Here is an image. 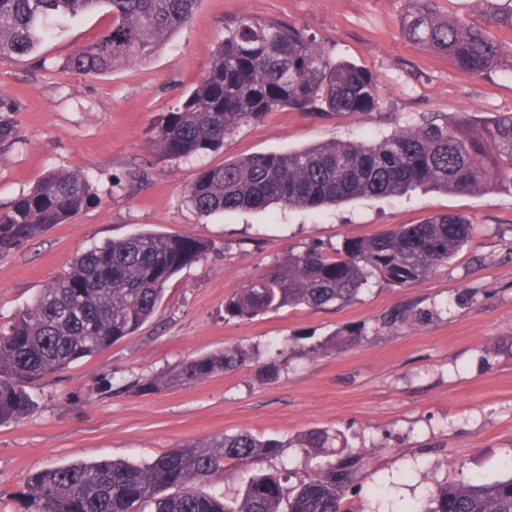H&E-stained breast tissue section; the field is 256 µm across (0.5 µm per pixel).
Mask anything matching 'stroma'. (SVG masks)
Listing matches in <instances>:
<instances>
[{
	"label": "stroma",
	"instance_id": "stroma-1",
	"mask_svg": "<svg viewBox=\"0 0 512 512\" xmlns=\"http://www.w3.org/2000/svg\"><path fill=\"white\" fill-rule=\"evenodd\" d=\"M239 15L308 30L331 57L377 82L369 113L278 110L184 160L154 153L164 116L196 85L224 24ZM403 0H200L191 24L144 61L105 74L65 69L76 49L112 24L108 8L67 24L20 60H0L20 140L0 156V204L50 169L90 177L99 200L0 258V325L65 274L92 244L150 229L199 240L206 254L167 285L154 317L99 356L38 382L33 412L0 426V512H25L30 473L76 461L153 458L174 445L248 431L294 439L340 433L360 468L346 499L354 512H403L448 481L511 474L512 192L415 191L316 209L270 206L199 214L186 200L205 165L330 140H367L434 114L512 113V78H477L408 41ZM440 214H462L473 238L429 278L392 288L369 283L346 304L282 308L240 321L224 303L288 252L334 254L348 236H371ZM432 310L425 324L379 326L393 308ZM365 337L347 341V334ZM337 337L319 355L310 346ZM258 346L277 376L257 367L201 383L138 393L131 386L183 359Z\"/></svg>",
	"mask_w": 512,
	"mask_h": 512
}]
</instances>
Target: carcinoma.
Wrapping results in <instances>:
<instances>
[{"mask_svg":"<svg viewBox=\"0 0 512 512\" xmlns=\"http://www.w3.org/2000/svg\"><path fill=\"white\" fill-rule=\"evenodd\" d=\"M199 0H0V59L33 54L56 23L101 5L112 26L81 46L65 68L106 73L147 59L194 18ZM408 38L448 57L462 72L512 76V3L475 18L445 20L431 0H407ZM507 34L499 39L491 29ZM379 107L376 82L355 64L335 60L303 29L241 16L224 26V40L181 103L152 138L156 152L189 159L224 146L244 125L276 110L368 113ZM14 101L0 94V154L20 138ZM512 189V115L477 119L431 115L412 129L370 142L326 141L299 150L259 153L204 166L187 202L203 215L265 210L272 205L319 208L350 200L399 196L418 188L481 194ZM96 200L91 180L51 170L0 211V258L22 249L55 224H66ZM474 225L443 214L387 232L348 237L336 255L290 253L224 303L231 318L251 320L270 310L317 308L355 299L371 278L390 287L419 281L448 264L469 243ZM200 241L151 230L94 245L32 303L0 326V425L33 409L34 382L94 357L135 334L156 312L171 279L205 254ZM431 311L401 305L380 318L390 331L429 320ZM237 344L181 361L139 381L150 392L188 387L255 359ZM305 454L323 457L329 437L299 436ZM286 444L250 432L168 448L150 461H76L30 474L25 512H351L345 496L355 463L309 471L270 472L263 462ZM231 463L246 477L232 494L201 484L224 477ZM410 512H512V476L494 482L465 477L441 485Z\"/></svg>","mask_w":512,"mask_h":512,"instance_id":"obj_1","label":"carcinoma"}]
</instances>
